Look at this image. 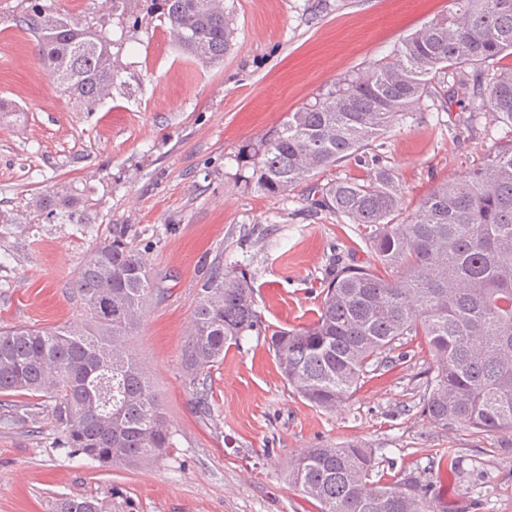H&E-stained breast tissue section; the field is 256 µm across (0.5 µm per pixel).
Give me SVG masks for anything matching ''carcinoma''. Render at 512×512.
Masks as SVG:
<instances>
[{"label":"carcinoma","instance_id":"cac0c4a2","mask_svg":"<svg viewBox=\"0 0 512 512\" xmlns=\"http://www.w3.org/2000/svg\"><path fill=\"white\" fill-rule=\"evenodd\" d=\"M448 13L404 39L389 59L339 80L288 115L248 149L255 190L281 197L306 186L308 212H328L374 229L366 266L330 269L316 319L269 337L282 376L303 399L336 411L409 336L433 356L424 412L443 427L512 430V137L490 147L476 167L435 185L408 213L392 170L366 150L430 99L447 107L453 82L512 134V0H448ZM157 16L196 64L224 61L230 20L210 0H112V15L74 27L49 6L27 0L16 25L37 41L43 66L83 112L112 89V59L126 44L132 7ZM117 52H112V49ZM371 165L359 181L313 179L348 159ZM73 289L81 326L0 328V394L51 401L70 454L108 466H137L173 447L159 396L125 338L140 326L152 280L123 235L92 248ZM254 286L216 261L200 285L183 352L191 383L224 360V347L259 326ZM375 449L307 448L288 479L320 512H434L416 478L373 479ZM56 512H100L87 499H64Z\"/></svg>","mask_w":512,"mask_h":512}]
</instances>
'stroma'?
<instances>
[{"mask_svg": "<svg viewBox=\"0 0 512 512\" xmlns=\"http://www.w3.org/2000/svg\"><path fill=\"white\" fill-rule=\"evenodd\" d=\"M234 28L222 63L183 60L158 19L130 30L129 78L95 112L61 96L35 39L0 0V327L83 320L72 285L83 256L124 232L154 290L125 344L142 360L174 446L139 467L101 466L55 448L50 413L0 427V512H53L56 500L98 499L103 512H318L288 479L303 449L359 443L383 481L418 478L436 512H512V430L443 427L423 403L432 357L413 337L335 412L284 380L273 329L318 312L333 263L366 264L365 226L307 217L304 188L272 198L245 187L244 146L268 137L339 78L393 51L448 0H223ZM505 128L472 119L469 98L420 107L373 152L392 168L407 207L480 162ZM54 192L51 210L41 209ZM83 221L61 220L60 209ZM251 276L259 330L226 348L202 385L183 363L194 301L214 260ZM459 457L449 466L448 455ZM488 486L487 506L476 505Z\"/></svg>", "mask_w": 512, "mask_h": 512, "instance_id": "35a3bbf8", "label": "stroma"}]
</instances>
